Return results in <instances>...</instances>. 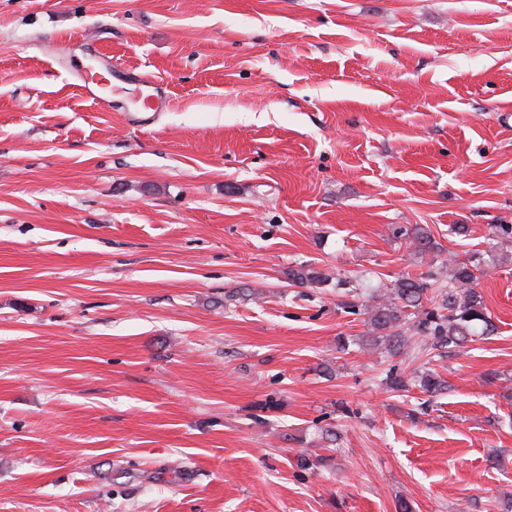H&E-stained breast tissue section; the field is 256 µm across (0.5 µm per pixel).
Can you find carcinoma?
I'll list each match as a JSON object with an SVG mask.
<instances>
[{"mask_svg": "<svg viewBox=\"0 0 512 512\" xmlns=\"http://www.w3.org/2000/svg\"><path fill=\"white\" fill-rule=\"evenodd\" d=\"M394 238L403 239L419 254L438 250L430 231L419 225L391 228ZM448 267V281L430 292L431 284L422 276H401L379 294L371 297L367 306L369 346L386 345L398 354L411 348L408 331L422 337L421 350H450L473 341L479 336H491L496 331L482 292L480 278L486 275L481 260H441ZM288 280L301 287L320 288L330 280V274L307 264L288 269ZM419 385L427 393L448 389V382L436 373H423Z\"/></svg>", "mask_w": 512, "mask_h": 512, "instance_id": "cac0c4a2", "label": "carcinoma"}]
</instances>
